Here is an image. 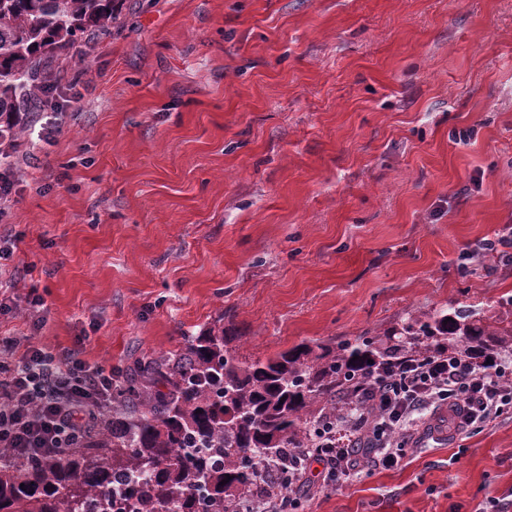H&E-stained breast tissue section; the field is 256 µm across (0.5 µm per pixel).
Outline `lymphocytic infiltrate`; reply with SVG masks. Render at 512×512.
<instances>
[{
    "label": "lymphocytic infiltrate",
    "mask_w": 512,
    "mask_h": 512,
    "mask_svg": "<svg viewBox=\"0 0 512 512\" xmlns=\"http://www.w3.org/2000/svg\"><path fill=\"white\" fill-rule=\"evenodd\" d=\"M121 370L89 363L82 346L52 352L32 339L0 345V447L18 459L63 457L85 447L94 413L111 408ZM453 410L449 439L484 429L512 410V352L485 359L434 350L406 354L357 382L336 413L320 420L312 447L262 460L266 494L249 512H298L312 466L339 489L377 469L401 465L420 447L428 414Z\"/></svg>",
    "instance_id": "obj_1"
}]
</instances>
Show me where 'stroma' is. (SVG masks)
<instances>
[{
	"mask_svg": "<svg viewBox=\"0 0 512 512\" xmlns=\"http://www.w3.org/2000/svg\"><path fill=\"white\" fill-rule=\"evenodd\" d=\"M65 117L17 158L0 232L37 341L131 371L216 317L242 358L512 295V0H125ZM303 512H477L512 414Z\"/></svg>",
	"mask_w": 512,
	"mask_h": 512,
	"instance_id": "1",
	"label": "stroma"
}]
</instances>
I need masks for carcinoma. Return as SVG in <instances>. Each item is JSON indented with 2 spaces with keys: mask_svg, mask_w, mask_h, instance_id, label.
Instances as JSON below:
<instances>
[{
  "mask_svg": "<svg viewBox=\"0 0 512 512\" xmlns=\"http://www.w3.org/2000/svg\"><path fill=\"white\" fill-rule=\"evenodd\" d=\"M123 25L121 0H0L1 166L27 132L16 114L60 107L50 64L73 49L88 57L87 37ZM231 341L220 315L184 347L142 359L98 443L26 462L0 448V512H234L258 490L255 458L311 447L338 387L408 352H512V295L414 311L382 338L300 343L264 359H241Z\"/></svg>",
  "mask_w": 512,
  "mask_h": 512,
  "instance_id": "cac0c4a2",
  "label": "carcinoma"
}]
</instances>
